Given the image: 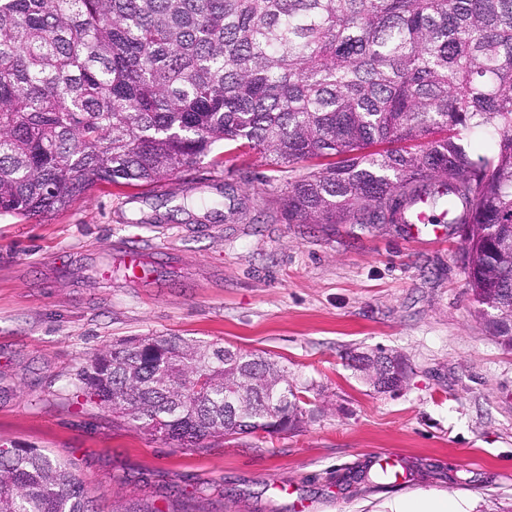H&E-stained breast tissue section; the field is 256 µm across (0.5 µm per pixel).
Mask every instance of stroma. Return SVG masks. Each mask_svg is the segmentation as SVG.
Returning <instances> with one entry per match:
<instances>
[{
	"mask_svg": "<svg viewBox=\"0 0 512 512\" xmlns=\"http://www.w3.org/2000/svg\"><path fill=\"white\" fill-rule=\"evenodd\" d=\"M219 144L163 187L93 186L68 209L0 215V446L71 463L97 512H392L418 494L467 512L512 504V351L478 317L447 224H291L289 182ZM145 265L138 277L129 256ZM177 334L259 351L312 386L297 432L179 448L85 397V357ZM404 355L377 393L352 351ZM402 485L340 477L382 455Z\"/></svg>",
	"mask_w": 512,
	"mask_h": 512,
	"instance_id": "1",
	"label": "stroma"
}]
</instances>
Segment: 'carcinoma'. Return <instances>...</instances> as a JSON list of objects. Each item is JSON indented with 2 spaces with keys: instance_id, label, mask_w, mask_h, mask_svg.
Returning <instances> with one entry per match:
<instances>
[{
  "instance_id": "obj_1",
  "label": "carcinoma",
  "mask_w": 512,
  "mask_h": 512,
  "mask_svg": "<svg viewBox=\"0 0 512 512\" xmlns=\"http://www.w3.org/2000/svg\"><path fill=\"white\" fill-rule=\"evenodd\" d=\"M475 130L492 152L467 150ZM219 142L314 164L290 224H404L418 201L450 216L475 310L512 349V0H0V215L157 184ZM347 360L380 391L385 356ZM78 377L181 448L321 411L278 362L182 336L99 350ZM0 512L93 510L49 454L0 448Z\"/></svg>"
}]
</instances>
